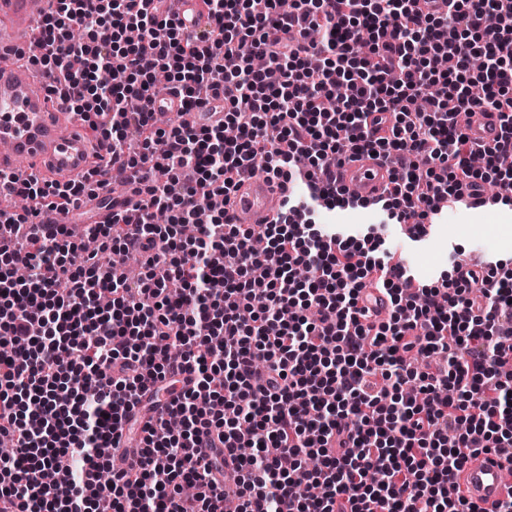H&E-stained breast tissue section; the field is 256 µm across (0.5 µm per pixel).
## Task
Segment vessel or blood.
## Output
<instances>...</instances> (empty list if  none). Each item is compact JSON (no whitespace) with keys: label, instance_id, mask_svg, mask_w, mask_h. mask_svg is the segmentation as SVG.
<instances>
[{"label":"vessel or blood","instance_id":"vessel-or-blood-1","mask_svg":"<svg viewBox=\"0 0 512 512\" xmlns=\"http://www.w3.org/2000/svg\"><path fill=\"white\" fill-rule=\"evenodd\" d=\"M49 0H0V170L13 169L18 161L34 165L47 179L67 183L97 170L109 179L112 161L105 147L79 117L63 122L46 97L51 78L35 74L18 62V55L39 54L37 26L46 15ZM167 9L176 14L184 28L205 27L200 0H167ZM223 93H216L210 105L189 112V119L202 127L223 120ZM499 132L495 113L471 116L466 133L471 141L485 144ZM391 181V168L379 156L361 153L339 168L336 187L344 197L374 202ZM288 186L267 178L252 179L232 195L225 214L235 224L273 222L278 204ZM451 483L461 495L484 512L512 491V449L469 458L455 472Z\"/></svg>","mask_w":512,"mask_h":512}]
</instances>
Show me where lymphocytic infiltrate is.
I'll list each match as a JSON object with an SVG mask.
<instances>
[{"mask_svg":"<svg viewBox=\"0 0 512 512\" xmlns=\"http://www.w3.org/2000/svg\"><path fill=\"white\" fill-rule=\"evenodd\" d=\"M54 2L35 61L47 93L140 179L130 209L78 240L33 221L94 197L88 183L0 171V190L28 200L7 218L21 241L0 250V437L17 442L0 512H224L228 455L235 512H481L449 478L512 447V270L412 291L378 238L312 216L346 205L332 168L361 152L392 165L378 205L395 224L491 181L512 201V0L443 13L436 0H296L288 13L201 0L210 29L196 37L163 0ZM160 70L189 111L223 85V122L157 126ZM108 71L124 81L104 83ZM475 111L498 114L493 143L458 123ZM259 169L305 183L308 201L258 229L226 222ZM203 209L208 223L183 237ZM106 251L119 263L102 264ZM372 278L391 306L376 326L360 306ZM182 370L193 388L176 389ZM135 409L161 416L142 426L137 462L113 468ZM204 434L217 441L205 460Z\"/></svg>","mask_w":512,"mask_h":512,"instance_id":"f902f5d3","label":"lymphocytic infiltrate"}]
</instances>
